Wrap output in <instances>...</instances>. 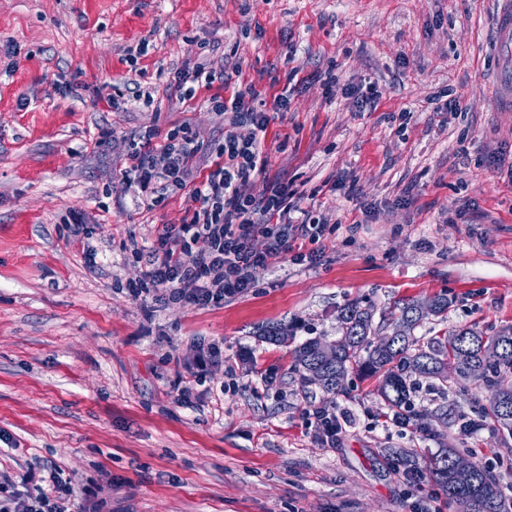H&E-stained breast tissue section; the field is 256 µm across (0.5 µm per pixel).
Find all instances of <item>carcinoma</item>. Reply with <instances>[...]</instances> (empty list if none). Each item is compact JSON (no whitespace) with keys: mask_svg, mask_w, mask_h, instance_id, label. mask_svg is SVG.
Returning a JSON list of instances; mask_svg holds the SVG:
<instances>
[{"mask_svg":"<svg viewBox=\"0 0 512 512\" xmlns=\"http://www.w3.org/2000/svg\"><path fill=\"white\" fill-rule=\"evenodd\" d=\"M451 299L445 293L434 295L426 305L401 299L393 304L387 327L389 342L372 339L373 306L349 302L340 310V337L336 357L326 359L319 353L321 339L311 338L294 350L295 370L324 389L343 391L349 373L359 371L380 380L381 394L389 409L403 420H413V397L420 386L440 395L448 393V360H454L459 378L473 379L489 388L488 402L477 409L478 418L462 412L437 408L440 419L462 429H476L487 420L497 423L512 436V325L487 334L473 326L457 327L421 340L415 330L433 316L447 319ZM461 457L457 448L446 447L424 458V469L442 491L450 512H507L499 479L480 462L460 470L453 461Z\"/></svg>","mask_w":512,"mask_h":512,"instance_id":"1","label":"carcinoma"}]
</instances>
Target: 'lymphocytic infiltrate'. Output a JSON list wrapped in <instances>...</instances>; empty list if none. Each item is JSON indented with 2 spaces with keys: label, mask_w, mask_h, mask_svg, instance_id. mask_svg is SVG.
<instances>
[{
  "label": "lymphocytic infiltrate",
  "mask_w": 512,
  "mask_h": 512,
  "mask_svg": "<svg viewBox=\"0 0 512 512\" xmlns=\"http://www.w3.org/2000/svg\"><path fill=\"white\" fill-rule=\"evenodd\" d=\"M261 97L252 82L235 87L228 98L212 97L213 109L230 125L215 147L197 142L185 123L163 135L149 129L132 139L121 190L134 191L149 208L182 193L190 202L181 223L160 229L136 293L158 292L165 301L195 307L219 305L252 287L254 268L278 263L291 253L304 260V253H293L290 244L288 226L298 210L292 192L282 182L256 183L267 165L261 141L268 117L254 106ZM201 155L212 163L194 184L193 163ZM258 236L267 241L261 251L253 246ZM74 494L51 466L46 475L29 472L10 488L0 487V512H69Z\"/></svg>",
  "instance_id": "obj_1"
}]
</instances>
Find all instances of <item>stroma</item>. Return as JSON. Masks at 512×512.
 <instances>
[{
	"mask_svg": "<svg viewBox=\"0 0 512 512\" xmlns=\"http://www.w3.org/2000/svg\"><path fill=\"white\" fill-rule=\"evenodd\" d=\"M496 0H0V480L56 465L100 489L108 512H409L434 494L391 458L475 448L512 486V438L440 426L427 390L416 428L377 429V379L328 393L292 351L339 337L352 301L452 299L417 333L512 325V108L497 97ZM148 53L130 67L131 49ZM208 63L211 87L170 97L177 71ZM336 77L326 96L322 76ZM254 82L269 112L265 178L288 183L326 224L313 261L252 271L253 286L197 308L132 296L140 265L180 223L109 195L137 129L222 135L209 99ZM154 101H134L129 83ZM374 86L359 111L352 87ZM456 100L457 111L440 106ZM79 213L93 236L69 243ZM282 324L288 339H261ZM222 358L198 372L200 352ZM345 412L339 447L310 437L309 409Z\"/></svg>",
	"mask_w": 512,
	"mask_h": 512,
	"instance_id": "35a3bbf8",
	"label": "stroma"
}]
</instances>
